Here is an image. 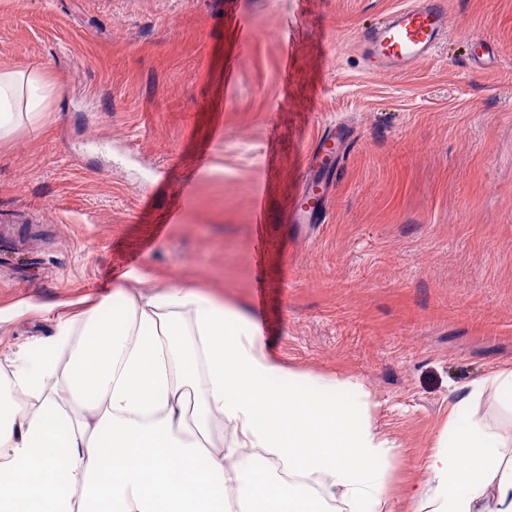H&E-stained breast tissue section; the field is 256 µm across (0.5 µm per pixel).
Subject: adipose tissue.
I'll use <instances>...</instances> for the list:
<instances>
[{"label": "adipose tissue", "mask_w": 512, "mask_h": 512, "mask_svg": "<svg viewBox=\"0 0 512 512\" xmlns=\"http://www.w3.org/2000/svg\"><path fill=\"white\" fill-rule=\"evenodd\" d=\"M52 89L0 72V138L38 122ZM344 389L285 367L248 315L188 284L91 309L0 373V512H392L388 442ZM489 389L512 412V370L473 384L411 512H512V432L473 415Z\"/></svg>", "instance_id": "obj_1"}]
</instances>
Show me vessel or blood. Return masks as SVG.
<instances>
[{
	"label": "vessel or blood",
	"mask_w": 512,
	"mask_h": 512,
	"mask_svg": "<svg viewBox=\"0 0 512 512\" xmlns=\"http://www.w3.org/2000/svg\"><path fill=\"white\" fill-rule=\"evenodd\" d=\"M448 30V14L440 0H416L415 4L389 12L381 23L363 33L361 43L372 67L399 71L431 56ZM346 141L347 130L339 125L329 129L310 152L304 180L290 213L291 223L325 222L326 175Z\"/></svg>",
	"instance_id": "vessel-or-blood-1"
}]
</instances>
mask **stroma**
Wrapping results in <instances>:
<instances>
[{
	"label": "stroma",
	"mask_w": 512,
	"mask_h": 512,
	"mask_svg": "<svg viewBox=\"0 0 512 512\" xmlns=\"http://www.w3.org/2000/svg\"><path fill=\"white\" fill-rule=\"evenodd\" d=\"M406 2L0 0V71L54 85L0 140V366L131 274L192 283L367 395L406 512L452 402L512 369V0H441L437 53L373 70L359 35ZM339 121L327 220L299 228ZM347 134L344 126L336 124V128H330L328 134L321 137L310 152L304 180L290 213L291 224L325 222L328 203V185L325 178L337 160L342 145L346 144Z\"/></svg>",
	"instance_id": "1"
}]
</instances>
